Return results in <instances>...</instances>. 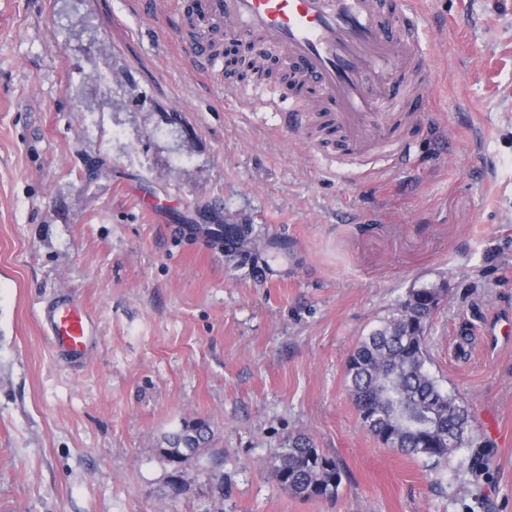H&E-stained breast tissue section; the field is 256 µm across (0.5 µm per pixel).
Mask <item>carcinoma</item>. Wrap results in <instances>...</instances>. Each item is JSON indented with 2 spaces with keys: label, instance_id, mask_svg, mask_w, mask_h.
<instances>
[{
  "label": "carcinoma",
  "instance_id": "1",
  "mask_svg": "<svg viewBox=\"0 0 512 512\" xmlns=\"http://www.w3.org/2000/svg\"><path fill=\"white\" fill-rule=\"evenodd\" d=\"M430 307L410 312L397 301L385 324L358 341L346 361L345 379L361 422L369 432L387 435L384 445L406 455L448 464L457 450L473 449L470 472L482 471L479 460L485 447L478 443L464 401L443 390L428 371L426 329ZM211 441V429L201 421L189 423L170 437V447L160 449L171 463L198 455ZM274 479L302 498H331L342 481L336 461L325 456L303 434L288 436L286 447L270 463Z\"/></svg>",
  "mask_w": 512,
  "mask_h": 512
}]
</instances>
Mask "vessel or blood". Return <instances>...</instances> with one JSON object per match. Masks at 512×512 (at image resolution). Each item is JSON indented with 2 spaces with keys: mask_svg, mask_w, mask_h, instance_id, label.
Here are the masks:
<instances>
[{
  "mask_svg": "<svg viewBox=\"0 0 512 512\" xmlns=\"http://www.w3.org/2000/svg\"><path fill=\"white\" fill-rule=\"evenodd\" d=\"M214 30L278 54L299 79L294 88L275 89L244 86L229 75L227 91L286 119L318 107L350 154L376 146L387 158L404 159L407 146L390 120L403 106L404 78L416 72L423 90L433 84L412 0H208L202 28L186 53L212 61ZM40 316L56 352L73 362L87 358L93 327L79 302L56 297Z\"/></svg>",
  "mask_w": 512,
  "mask_h": 512,
  "instance_id": "vessel-or-blood-1",
  "label": "vessel or blood"
}]
</instances>
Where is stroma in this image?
Instances as JSON below:
<instances>
[{
	"label": "stroma",
	"instance_id": "1",
	"mask_svg": "<svg viewBox=\"0 0 512 512\" xmlns=\"http://www.w3.org/2000/svg\"><path fill=\"white\" fill-rule=\"evenodd\" d=\"M436 82L398 112L410 147L378 171L314 144L321 116L226 95L182 50L173 0H0V512H512V0H418ZM220 224L259 239L243 260ZM446 282L427 368L489 458L432 466L382 445L345 385L357 341L408 288ZM93 318L75 363L39 314ZM221 449L172 496L159 455L195 419ZM336 460L335 498L269 463L289 435Z\"/></svg>",
	"mask_w": 512,
	"mask_h": 512
}]
</instances>
